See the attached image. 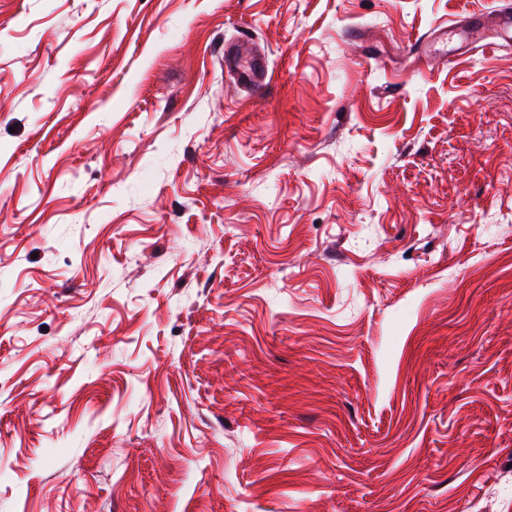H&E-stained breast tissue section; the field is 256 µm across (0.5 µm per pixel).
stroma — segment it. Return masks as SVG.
Instances as JSON below:
<instances>
[{
  "instance_id": "obj_1",
  "label": "stroma",
  "mask_w": 512,
  "mask_h": 512,
  "mask_svg": "<svg viewBox=\"0 0 512 512\" xmlns=\"http://www.w3.org/2000/svg\"><path fill=\"white\" fill-rule=\"evenodd\" d=\"M497 9L0 0V512H512ZM224 66L235 70L245 85L259 91L267 84L268 74L260 58L254 55H245L240 49L224 51Z\"/></svg>"
}]
</instances>
